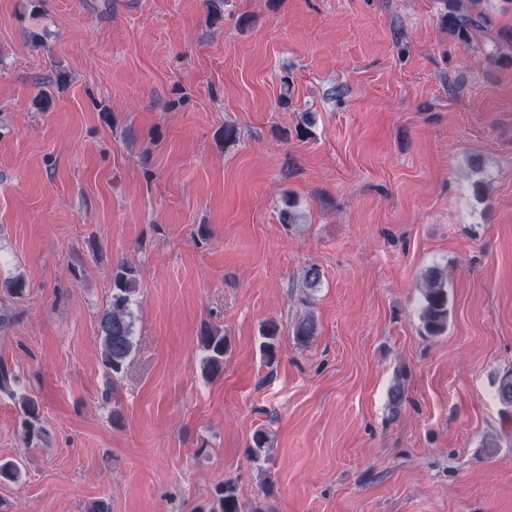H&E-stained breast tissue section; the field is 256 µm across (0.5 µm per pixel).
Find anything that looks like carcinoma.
<instances>
[{
  "mask_svg": "<svg viewBox=\"0 0 512 512\" xmlns=\"http://www.w3.org/2000/svg\"><path fill=\"white\" fill-rule=\"evenodd\" d=\"M484 0H443L444 13L441 19L443 28L453 34L461 43L468 44L473 32L488 30L490 18L482 10ZM139 287L138 271L131 265H121L112 276V304L101 315V358L104 368L119 376L134 348V323L130 310L132 298ZM423 303L420 307V321L428 336H440L448 330V274L440 267L431 268L424 276L421 285ZM26 282L17 276L8 281H0V294L13 299L25 295ZM317 333L315 317L310 312L299 315L293 324L292 337L296 345L307 347ZM265 341L262 354L271 365L277 357L279 326L267 323L262 329ZM199 347L204 351L203 371L210 376L218 375L224 367V354L227 341L224 332L217 327L204 326L198 336ZM497 396L505 406L512 407V372L503 375L498 384ZM18 419L22 434L30 442L41 437L40 405L31 395L18 396ZM21 476V465L13 460L0 462V483L17 482ZM208 512H267L258 502L247 503L239 494L237 486L227 481L217 491V497Z\"/></svg>",
  "mask_w": 512,
  "mask_h": 512,
  "instance_id": "carcinoma-1",
  "label": "carcinoma"
}]
</instances>
